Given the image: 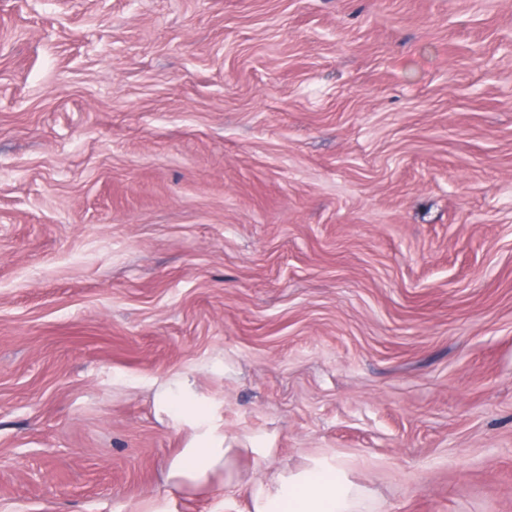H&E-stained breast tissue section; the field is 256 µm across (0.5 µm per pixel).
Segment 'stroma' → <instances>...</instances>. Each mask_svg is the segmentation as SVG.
I'll list each match as a JSON object with an SVG mask.
<instances>
[{"mask_svg": "<svg viewBox=\"0 0 512 512\" xmlns=\"http://www.w3.org/2000/svg\"><path fill=\"white\" fill-rule=\"evenodd\" d=\"M177 373L240 486L512 512V0H0V512H243ZM155 403L158 412L191 430L188 443L168 465L165 480L170 492L209 486L214 474L227 470L237 439L228 435L212 406L199 397L185 375L171 376L162 383ZM352 461L321 453L296 471L251 482L248 512H380L381 504L350 478Z\"/></svg>", "mask_w": 512, "mask_h": 512, "instance_id": "stroma-1", "label": "stroma"}]
</instances>
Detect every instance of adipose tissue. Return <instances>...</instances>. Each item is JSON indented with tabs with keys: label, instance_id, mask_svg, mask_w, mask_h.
<instances>
[{
	"label": "adipose tissue",
	"instance_id": "obj_1",
	"mask_svg": "<svg viewBox=\"0 0 512 512\" xmlns=\"http://www.w3.org/2000/svg\"><path fill=\"white\" fill-rule=\"evenodd\" d=\"M155 403L158 412L191 431L186 446L168 465L167 484L174 490L209 486L214 474L227 470L235 438L228 435L187 376L174 375L162 383ZM351 466L349 458L322 453L299 470L252 481L248 512H381L376 498L352 481Z\"/></svg>",
	"mask_w": 512,
	"mask_h": 512
}]
</instances>
